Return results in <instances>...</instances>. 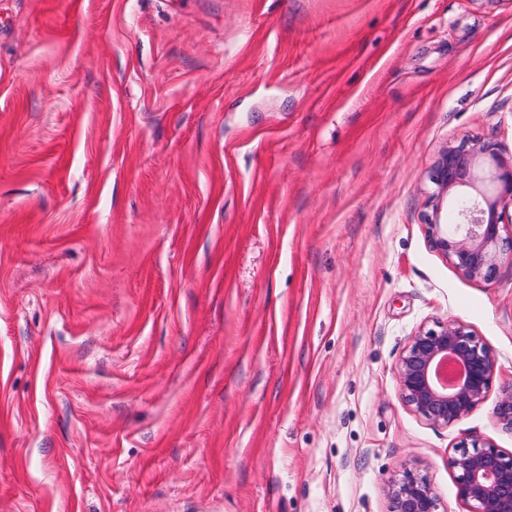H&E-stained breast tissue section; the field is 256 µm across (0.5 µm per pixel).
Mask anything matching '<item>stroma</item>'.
<instances>
[{"label":"stroma","mask_w":512,"mask_h":512,"mask_svg":"<svg viewBox=\"0 0 512 512\" xmlns=\"http://www.w3.org/2000/svg\"><path fill=\"white\" fill-rule=\"evenodd\" d=\"M0 512H388L463 441L401 399L458 319L512 384V266L424 227L512 152V0H0ZM490 166L492 189H478L479 162ZM433 191L424 216L426 234L432 248L463 276L493 281L502 264H512V225L505 223L512 209V153L507 155L498 143L463 138L440 150L428 172ZM471 188L476 194L458 190ZM454 194L453 224L442 221L448 195ZM511 226L510 235L501 229Z\"/></svg>","instance_id":"stroma-1"}]
</instances>
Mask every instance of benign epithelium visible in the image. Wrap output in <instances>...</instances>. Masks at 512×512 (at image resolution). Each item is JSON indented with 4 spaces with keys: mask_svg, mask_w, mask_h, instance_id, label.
I'll use <instances>...</instances> for the list:
<instances>
[{
    "mask_svg": "<svg viewBox=\"0 0 512 512\" xmlns=\"http://www.w3.org/2000/svg\"><path fill=\"white\" fill-rule=\"evenodd\" d=\"M481 161L490 166L489 191L477 187ZM428 178L433 191L424 223L432 248L463 276L494 280L502 264H512V234H501L512 209V154L493 141L463 138L440 150ZM447 202L455 207L451 224L442 221ZM496 367L492 350L469 325L457 319L436 321L410 337L397 362L400 396L431 425L446 427L484 402ZM494 415L512 431V385L500 389ZM450 465L457 472V495L469 512H512L511 453L491 443L463 441ZM385 494L388 512H443L434 486L415 467L392 477Z\"/></svg>",
    "mask_w": 512,
    "mask_h": 512,
    "instance_id": "obj_1",
    "label": "benign epithelium"
}]
</instances>
